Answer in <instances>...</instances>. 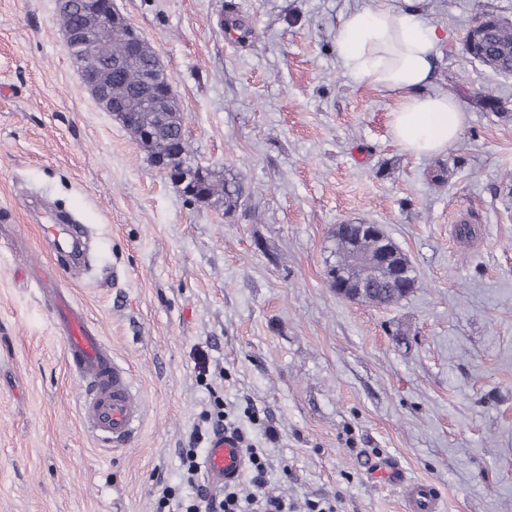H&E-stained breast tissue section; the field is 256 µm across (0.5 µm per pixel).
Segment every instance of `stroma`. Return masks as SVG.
<instances>
[{"instance_id": "1", "label": "stroma", "mask_w": 512, "mask_h": 512, "mask_svg": "<svg viewBox=\"0 0 512 512\" xmlns=\"http://www.w3.org/2000/svg\"><path fill=\"white\" fill-rule=\"evenodd\" d=\"M370 0H114L158 55L195 163L240 205L193 203L84 87L55 0H0V512H156L194 494L179 451L226 422L305 512H404L392 462L442 512H512V76L464 50L478 10L420 0L442 37L436 88L468 114L448 153L394 142L393 96L342 67L341 17ZM489 93L500 108L483 107ZM74 210L94 251L59 285L145 401L112 447L80 418L64 342L26 271L44 260L33 197ZM339 224L380 225L416 272L398 304L336 295ZM158 508L164 512H198L199 507L193 500L182 498L174 488L162 487L158 497ZM168 510H165V509Z\"/></svg>"}]
</instances>
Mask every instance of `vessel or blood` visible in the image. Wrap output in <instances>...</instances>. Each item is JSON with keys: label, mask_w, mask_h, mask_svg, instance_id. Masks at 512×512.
<instances>
[{"label": "vessel or blood", "mask_w": 512, "mask_h": 512, "mask_svg": "<svg viewBox=\"0 0 512 512\" xmlns=\"http://www.w3.org/2000/svg\"><path fill=\"white\" fill-rule=\"evenodd\" d=\"M81 232L79 225L63 223L54 214L40 225V236L59 263L32 268V279L39 289H47L57 276L72 273L79 262L76 237ZM52 316L63 329L66 359L83 386L81 418L85 427L104 444L129 442L143 420L145 408L127 369L116 360L100 331L88 322L70 293L58 292ZM243 467V450L232 437L217 436L205 450L203 468L213 485L236 480ZM401 492L407 512H438L441 495L433 484L407 481Z\"/></svg>", "instance_id": "obj_1"}]
</instances>
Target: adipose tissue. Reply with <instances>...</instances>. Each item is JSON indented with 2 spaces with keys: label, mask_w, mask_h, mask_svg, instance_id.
<instances>
[{
  "label": "adipose tissue",
  "mask_w": 512,
  "mask_h": 512,
  "mask_svg": "<svg viewBox=\"0 0 512 512\" xmlns=\"http://www.w3.org/2000/svg\"><path fill=\"white\" fill-rule=\"evenodd\" d=\"M440 36L424 27L414 0L393 8L387 0L342 17L336 48L345 70L396 98L389 125L405 152H447L466 122L459 102L434 88Z\"/></svg>",
  "instance_id": "adipose-tissue-1"
}]
</instances>
